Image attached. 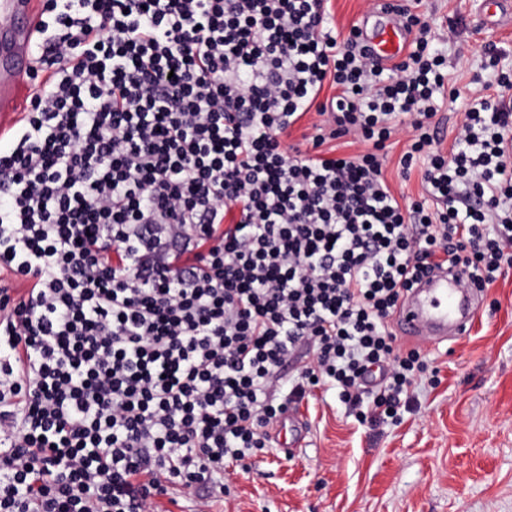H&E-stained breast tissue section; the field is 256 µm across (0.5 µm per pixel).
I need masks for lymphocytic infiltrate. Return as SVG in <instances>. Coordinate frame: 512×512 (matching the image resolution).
<instances>
[{
  "mask_svg": "<svg viewBox=\"0 0 512 512\" xmlns=\"http://www.w3.org/2000/svg\"><path fill=\"white\" fill-rule=\"evenodd\" d=\"M393 8L411 41L381 66L328 0H43L45 76L0 148V276L25 283L0 287V512H160L178 485L211 512L315 384L396 418L429 370L402 297L439 264L480 289L512 268V74L443 153L462 95ZM398 136L414 200L384 177ZM466 99L464 94L454 103L444 100L441 111L438 113L437 118L441 119V146L444 152H448L452 145L458 126L460 125L465 108Z\"/></svg>",
  "mask_w": 512,
  "mask_h": 512,
  "instance_id": "lymphocytic-infiltrate-1",
  "label": "lymphocytic infiltrate"
}]
</instances>
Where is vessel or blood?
Masks as SVG:
<instances>
[{
    "instance_id": "obj_1",
    "label": "vessel or blood",
    "mask_w": 512,
    "mask_h": 512,
    "mask_svg": "<svg viewBox=\"0 0 512 512\" xmlns=\"http://www.w3.org/2000/svg\"><path fill=\"white\" fill-rule=\"evenodd\" d=\"M39 21L37 0H0V114L17 110L19 97L35 69L34 34ZM360 26L372 52L390 66L406 52L410 37L399 17L368 11ZM463 267L435 269L407 293L394 322L399 334L416 343L439 344L464 335L475 320L481 290L466 287ZM307 429L295 413L278 424L279 450L294 456Z\"/></svg>"
}]
</instances>
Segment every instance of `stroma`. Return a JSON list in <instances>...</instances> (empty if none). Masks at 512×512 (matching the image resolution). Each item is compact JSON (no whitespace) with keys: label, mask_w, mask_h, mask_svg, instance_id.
Here are the masks:
<instances>
[{"label":"stroma","mask_w":512,"mask_h":512,"mask_svg":"<svg viewBox=\"0 0 512 512\" xmlns=\"http://www.w3.org/2000/svg\"><path fill=\"white\" fill-rule=\"evenodd\" d=\"M417 10L450 85L489 81L492 47L512 70V29L487 27L474 0H420ZM423 351L438 382L414 389L397 422L359 423L333 392L312 389L297 407L305 446L288 460L267 448L244 474L227 464L215 512H512V272L485 293L466 335Z\"/></svg>","instance_id":"35a3bbf8"}]
</instances>
